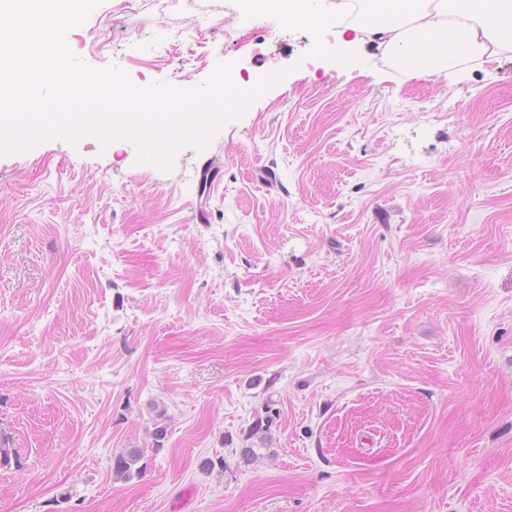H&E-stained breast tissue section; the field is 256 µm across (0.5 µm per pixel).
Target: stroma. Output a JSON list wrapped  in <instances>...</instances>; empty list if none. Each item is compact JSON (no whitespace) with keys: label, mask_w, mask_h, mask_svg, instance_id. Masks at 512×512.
Segmentation results:
<instances>
[{"label":"stroma","mask_w":512,"mask_h":512,"mask_svg":"<svg viewBox=\"0 0 512 512\" xmlns=\"http://www.w3.org/2000/svg\"><path fill=\"white\" fill-rule=\"evenodd\" d=\"M66 42L281 79L167 170L0 154V512H512V52L419 77L240 0H102ZM268 431L269 421L266 419L265 424L263 419L258 418L243 439L241 448H238L239 458L244 462H251L256 458L258 453L255 448V440L262 448H266L269 441ZM145 452L139 448H133L129 451L114 454L112 457V472L122 480H130L134 477L142 476L147 464L142 462Z\"/></svg>","instance_id":"obj_1"}]
</instances>
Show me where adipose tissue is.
Returning <instances> with one entry per match:
<instances>
[{
  "label": "adipose tissue",
  "instance_id": "1",
  "mask_svg": "<svg viewBox=\"0 0 512 512\" xmlns=\"http://www.w3.org/2000/svg\"><path fill=\"white\" fill-rule=\"evenodd\" d=\"M268 10L306 15L315 34L336 28L341 56L380 37L398 67L422 75L449 74L467 61L512 49V0H265Z\"/></svg>",
  "mask_w": 512,
  "mask_h": 512
}]
</instances>
